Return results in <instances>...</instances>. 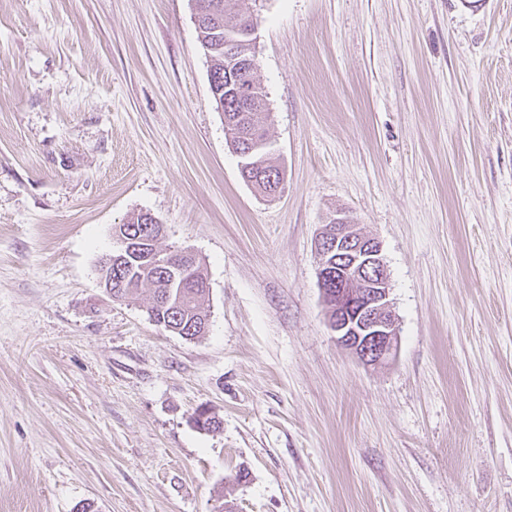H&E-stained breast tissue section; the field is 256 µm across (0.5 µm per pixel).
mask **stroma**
<instances>
[{
  "instance_id": "35a3bbf8",
  "label": "stroma",
  "mask_w": 512,
  "mask_h": 512,
  "mask_svg": "<svg viewBox=\"0 0 512 512\" xmlns=\"http://www.w3.org/2000/svg\"><path fill=\"white\" fill-rule=\"evenodd\" d=\"M254 10L272 201L191 0H0V512H512V0ZM140 212L203 260L200 339L97 284ZM340 214L390 275L377 368L318 287ZM245 79L253 87L256 95L257 105L250 112H240L236 104L235 97L227 96L225 93L218 101L213 95V100L216 109L222 112L224 116V130L234 143L243 145V151H250L247 156L248 171L246 175H242L244 179H248L251 184L261 193L268 197H275L272 195L267 186H270V181H265L268 176L267 173H275L277 179L276 184L283 181L282 172L273 164L271 155V146L268 144L269 139L266 130L261 125L260 115L268 110L267 107V93L258 81L256 71L247 72ZM229 138V143L234 150L233 143ZM262 175L261 179L260 176ZM259 178V180H258ZM255 179V181H252ZM270 188H272L270 186ZM281 188L278 185L277 191Z\"/></svg>"
}]
</instances>
